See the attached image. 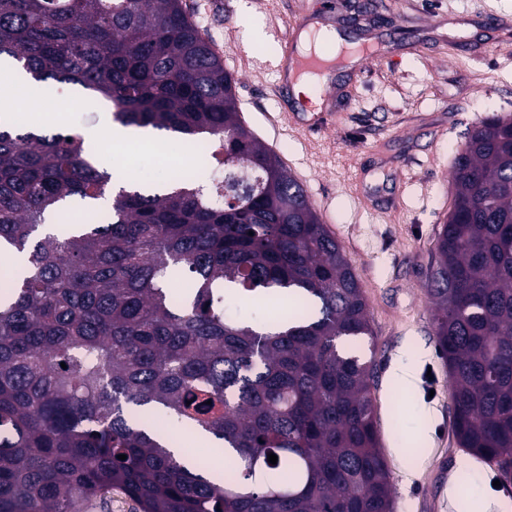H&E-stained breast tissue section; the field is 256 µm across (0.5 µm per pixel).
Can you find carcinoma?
<instances>
[{
	"instance_id": "carcinoma-1",
	"label": "carcinoma",
	"mask_w": 512,
	"mask_h": 512,
	"mask_svg": "<svg viewBox=\"0 0 512 512\" xmlns=\"http://www.w3.org/2000/svg\"><path fill=\"white\" fill-rule=\"evenodd\" d=\"M1 59L101 96L124 127L212 141L224 177L122 187L102 219L113 172L81 137L0 112V248L19 261L0 284V512L114 492L139 512H394L374 368L340 348L373 338L357 275L181 0H0ZM453 180L426 291L457 444L509 480L512 114L468 130ZM74 202L95 221L51 231ZM230 296L291 310L255 325ZM181 433L212 441L221 476L175 458Z\"/></svg>"
}]
</instances>
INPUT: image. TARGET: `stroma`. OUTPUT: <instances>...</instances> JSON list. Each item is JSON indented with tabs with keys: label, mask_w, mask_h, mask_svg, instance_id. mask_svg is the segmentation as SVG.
Returning a JSON list of instances; mask_svg holds the SVG:
<instances>
[{
	"label": "stroma",
	"mask_w": 512,
	"mask_h": 512,
	"mask_svg": "<svg viewBox=\"0 0 512 512\" xmlns=\"http://www.w3.org/2000/svg\"><path fill=\"white\" fill-rule=\"evenodd\" d=\"M187 16L237 81L246 125L303 183L320 219L339 241L369 306L373 339L350 352L375 365L379 431L395 512H449L462 474L483 512L512 502V482L495 465L477 466L451 433L447 372L435 347L432 304L424 287L438 230L450 207L452 162L467 131L491 115L512 114V0H335L337 30L376 46L368 63L338 68L332 125L312 133L281 108L269 68L279 51L272 28L302 16L321 22L315 0H182ZM501 16L488 24L487 14ZM262 36L251 40L247 27ZM30 98L55 111L43 128L101 130L110 104L66 85L51 96L33 84ZM161 152L126 148L121 160L97 151L104 168L119 167L150 189L165 186L175 166L207 174L208 164L172 135ZM408 356L415 383L394 380ZM400 412L405 438L389 426Z\"/></svg>",
	"instance_id": "obj_1"
}]
</instances>
